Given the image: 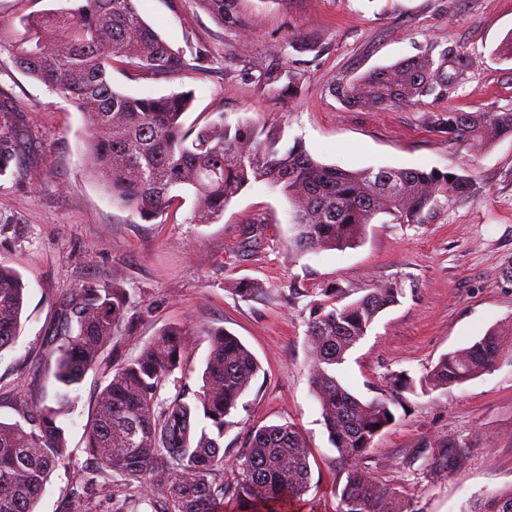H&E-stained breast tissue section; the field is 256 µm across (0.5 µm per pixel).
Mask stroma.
<instances>
[{
  "mask_svg": "<svg viewBox=\"0 0 512 512\" xmlns=\"http://www.w3.org/2000/svg\"><path fill=\"white\" fill-rule=\"evenodd\" d=\"M143 20L172 48L200 42L210 69L141 79L119 66L116 91L195 94L186 122L220 113L229 124H279L318 161L344 169L420 168L470 176L472 197L440 203L420 224L373 221L364 238L342 250L290 252L289 205L256 183L214 224H147L112 204L88 174L85 118L43 84L0 56V97L24 112L25 147L18 168L0 176V264L26 286L20 331L0 352V420L15 422L56 383L46 338L60 304L88 282L116 284L133 297L112 344L109 367L88 372L63 425L73 454L45 486L37 512H62L82 490L84 430L113 369L136 357L160 328L175 326L189 346L183 372L162 398L196 393L209 353L208 328L220 326L255 355L261 370L224 435L233 458L253 429L290 423L311 451V484L283 512H343L346 467L330 444L310 385L307 323L325 290L348 303L370 288H401L338 366L358 397L386 398L393 423L374 440L363 464L388 493L395 512H462L490 491L512 485V353L460 385L396 394L394 377L420 378L448 352L469 346L512 321V139L478 155L452 146L431 115L451 110L512 112V0H240L247 31L218 23L200 0H136ZM309 37L315 51L298 53ZM464 54L466 77L447 97L379 111L346 107L335 85L424 50ZM299 61L305 80L293 95L260 90L247 74L259 57ZM259 283L244 297L236 287ZM466 443L460 466L431 470L440 442Z\"/></svg>",
  "mask_w": 512,
  "mask_h": 512,
  "instance_id": "35a3bbf8",
  "label": "stroma"
}]
</instances>
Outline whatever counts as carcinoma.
<instances>
[{
    "label": "carcinoma",
    "instance_id": "cac0c4a2",
    "mask_svg": "<svg viewBox=\"0 0 512 512\" xmlns=\"http://www.w3.org/2000/svg\"><path fill=\"white\" fill-rule=\"evenodd\" d=\"M47 12H21L0 24V55L40 82L87 119L85 143L91 174L113 203L149 224L176 218L186 198L187 224H213L245 188L264 183L288 199L291 252L304 254L349 247L366 226L382 216L396 224H420L441 201L473 193L470 177L436 169L346 170L317 162L302 141L286 145L280 126L230 125L224 115L185 127L194 92L137 97L118 92L109 81L115 64L139 74L175 76L204 70L212 51L199 43L190 56L167 45L142 19L135 0H65ZM220 23L244 30L249 21L236 0H200ZM465 58L428 51L373 69L340 83L333 93L345 105L365 111L446 96L458 83ZM257 86L293 92L304 71L279 57L249 67ZM19 108L0 101V176L18 166L19 133L12 114ZM450 141L480 152L512 137V112L450 110L431 117ZM453 179H448V176ZM25 284L14 269L0 265V351L20 326ZM401 289L389 284L336 305L327 295L313 312L306 336L313 363L311 387L329 441L347 466L341 489L344 512H393L381 487L361 462L374 438L391 425L388 401L363 400L336 376V366L370 331L385 309L399 303ZM130 305L118 285L87 283L65 304L51 334L50 356L59 389L51 405L38 404L23 421H0V512H35L52 473L70 462L60 417L70 409L85 375L105 363ZM209 355L201 390L160 399L180 368L187 337L164 327L140 354L112 372L99 391L85 435V452L95 466L85 476L89 495H73L65 512H87L89 498L121 501L123 512H224L235 501L247 512H276L275 505L301 499L310 485V451L290 423L256 428L224 457V432L233 425L240 398L260 371L253 353L222 327L206 331ZM512 347L491 329L471 345L443 355L419 379L407 374L395 386L414 391L462 384L491 370ZM463 445H439L434 467L451 468L463 459ZM231 466L233 477L224 479ZM464 512H512V487L475 500Z\"/></svg>",
    "mask_w": 512,
    "mask_h": 512
}]
</instances>
